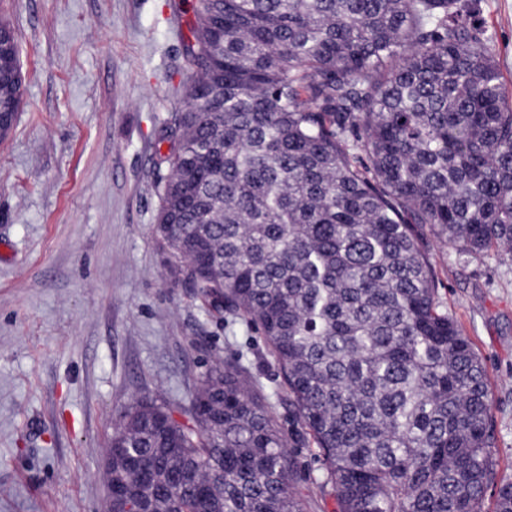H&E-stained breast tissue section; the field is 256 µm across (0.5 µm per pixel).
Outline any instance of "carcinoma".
Here are the masks:
<instances>
[{
	"label": "carcinoma",
	"mask_w": 512,
	"mask_h": 512,
	"mask_svg": "<svg viewBox=\"0 0 512 512\" xmlns=\"http://www.w3.org/2000/svg\"><path fill=\"white\" fill-rule=\"evenodd\" d=\"M479 0H189L185 108L163 122L157 245L217 312L254 323L284 433L217 361L192 423L149 397L110 443L114 505L301 512L295 448L338 512H483L488 377L438 296L425 234L512 253V86ZM14 79L0 106L20 110ZM495 512H512V482Z\"/></svg>",
	"instance_id": "cac0c4a2"
}]
</instances>
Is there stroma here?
<instances>
[{
    "label": "stroma",
    "instance_id": "35a3bbf8",
    "mask_svg": "<svg viewBox=\"0 0 512 512\" xmlns=\"http://www.w3.org/2000/svg\"><path fill=\"white\" fill-rule=\"evenodd\" d=\"M479 20L512 81V0ZM24 95L0 141V512H103L120 412L159 399L181 422L214 359L257 379L281 428L292 412L260 332L174 282L155 244L160 128L181 111V0H0ZM439 296L490 382L498 480L512 481V257L431 242ZM304 512H337L297 449Z\"/></svg>",
    "mask_w": 512,
    "mask_h": 512
}]
</instances>
